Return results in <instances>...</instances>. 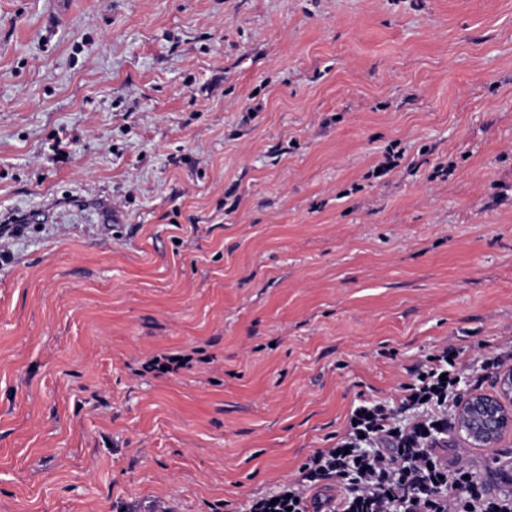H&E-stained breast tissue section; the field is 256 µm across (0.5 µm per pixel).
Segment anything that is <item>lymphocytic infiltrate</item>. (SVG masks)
Here are the masks:
<instances>
[{
    "instance_id": "obj_1",
    "label": "lymphocytic infiltrate",
    "mask_w": 512,
    "mask_h": 512,
    "mask_svg": "<svg viewBox=\"0 0 512 512\" xmlns=\"http://www.w3.org/2000/svg\"><path fill=\"white\" fill-rule=\"evenodd\" d=\"M470 370L456 348L430 355L398 402L359 403L334 447L316 450L297 478L253 498L247 512H512L511 493H489L469 467L439 455L458 382ZM408 412L413 421H403ZM329 480L335 495L319 498Z\"/></svg>"
}]
</instances>
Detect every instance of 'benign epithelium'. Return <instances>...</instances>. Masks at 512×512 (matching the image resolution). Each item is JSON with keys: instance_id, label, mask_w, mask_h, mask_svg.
Here are the masks:
<instances>
[{"instance_id": "1", "label": "benign epithelium", "mask_w": 512, "mask_h": 512, "mask_svg": "<svg viewBox=\"0 0 512 512\" xmlns=\"http://www.w3.org/2000/svg\"><path fill=\"white\" fill-rule=\"evenodd\" d=\"M493 394L471 392L452 411V433L469 448H495L512 431V369L497 376Z\"/></svg>"}]
</instances>
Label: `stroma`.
<instances>
[{"label": "stroma", "mask_w": 512, "mask_h": 512, "mask_svg": "<svg viewBox=\"0 0 512 512\" xmlns=\"http://www.w3.org/2000/svg\"><path fill=\"white\" fill-rule=\"evenodd\" d=\"M14 215L0 512H239L512 343V0H0Z\"/></svg>", "instance_id": "stroma-1"}]
</instances>
